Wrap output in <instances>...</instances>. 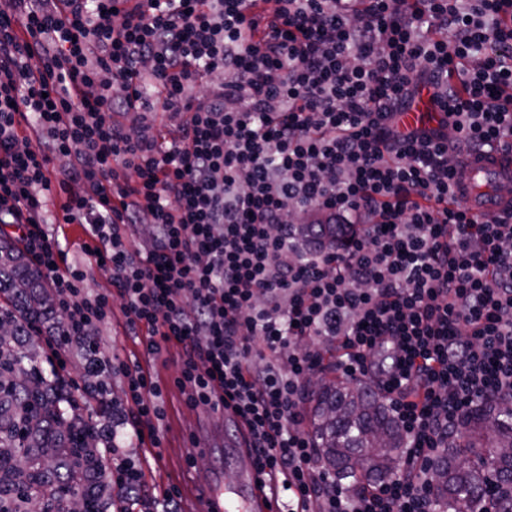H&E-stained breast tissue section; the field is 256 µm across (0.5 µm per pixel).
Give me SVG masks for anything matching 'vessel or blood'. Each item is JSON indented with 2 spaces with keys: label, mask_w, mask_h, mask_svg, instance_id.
<instances>
[{
  "label": "vessel or blood",
  "mask_w": 512,
  "mask_h": 512,
  "mask_svg": "<svg viewBox=\"0 0 512 512\" xmlns=\"http://www.w3.org/2000/svg\"><path fill=\"white\" fill-rule=\"evenodd\" d=\"M456 195L460 204L478 215L492 218L512 213V151L500 148L466 156L456 179ZM227 456L237 462V483L228 489L217 478L197 485L187 503L188 512H282L276 478L259 476L245 451L231 448Z\"/></svg>",
  "instance_id": "obj_1"
}]
</instances>
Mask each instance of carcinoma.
Instances as JSON below:
<instances>
[{
  "label": "carcinoma",
  "instance_id": "carcinoma-1",
  "mask_svg": "<svg viewBox=\"0 0 512 512\" xmlns=\"http://www.w3.org/2000/svg\"><path fill=\"white\" fill-rule=\"evenodd\" d=\"M329 224H301L297 237L308 241L329 234ZM53 295L46 274L24 250L0 240V512H32L36 499L49 506L72 493L69 478L52 486L49 473L62 459L82 458V468L99 465L94 447L103 438L101 416L84 420L68 404L66 386L42 367L38 335H51ZM311 437L326 464L348 488L397 473L404 439L396 420L369 388L330 382L316 392ZM467 439L448 448L439 473V512H477L487 493L512 483V404L494 402L468 418ZM107 496L89 488L85 512H101Z\"/></svg>",
  "mask_w": 512,
  "mask_h": 512
}]
</instances>
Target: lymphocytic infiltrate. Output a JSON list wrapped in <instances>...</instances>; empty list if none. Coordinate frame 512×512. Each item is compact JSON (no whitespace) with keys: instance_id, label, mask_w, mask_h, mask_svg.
<instances>
[{"instance_id":"f902f5d3","label":"lymphocytic infiltrate","mask_w":512,"mask_h":512,"mask_svg":"<svg viewBox=\"0 0 512 512\" xmlns=\"http://www.w3.org/2000/svg\"><path fill=\"white\" fill-rule=\"evenodd\" d=\"M424 93L435 124L404 127ZM496 146L512 147V0H0V224L55 292L46 365L78 414L112 416L107 512L151 505L133 451L165 418L159 384L97 335L116 297L147 355L181 346L190 405L233 403L287 512H438L450 443L475 407L512 399V217L475 216L453 182L462 149ZM54 172L82 267L43 216ZM310 212L345 231L294 250ZM127 224L149 248L127 246ZM94 267L114 295L85 288ZM328 365L404 436L402 468L367 489L301 428Z\"/></svg>"}]
</instances>
